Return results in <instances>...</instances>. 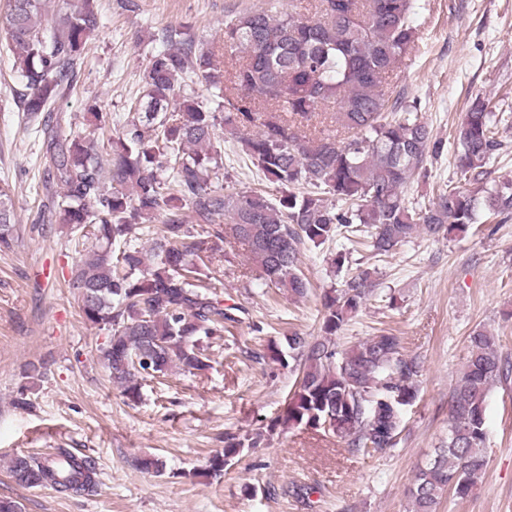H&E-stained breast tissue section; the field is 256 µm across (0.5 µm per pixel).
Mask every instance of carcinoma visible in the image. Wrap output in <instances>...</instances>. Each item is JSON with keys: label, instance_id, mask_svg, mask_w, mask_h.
I'll list each match as a JSON object with an SVG mask.
<instances>
[{"label": "carcinoma", "instance_id": "carcinoma-1", "mask_svg": "<svg viewBox=\"0 0 512 512\" xmlns=\"http://www.w3.org/2000/svg\"><path fill=\"white\" fill-rule=\"evenodd\" d=\"M316 18L297 12L271 15L252 9L224 21L223 49L243 53L231 70L215 50L196 45L178 28H165L137 102L139 116L108 140L112 167L103 179L99 142L81 134L63 137L44 124L45 169L62 185L51 201L59 224L90 226L97 249L72 269L79 301L99 290L87 321L111 336L100 359L112 383L129 400L140 397L145 373L132 357L154 342L150 375L176 367L195 374L209 367L203 338L224 336L232 317L198 277L193 257L220 249L224 239L244 247L261 276L291 296L307 294L298 273L299 245L318 247L337 237L348 244L367 233L379 255L415 234L465 233L477 223L479 205L512 213V182L484 202L445 186L426 204L406 202L403 189L444 144L432 137L417 107L393 96L396 63L415 42V0H316ZM98 28L97 0H79L71 11L51 14L46 0H8L0 29L14 55L24 90L20 105L35 121L67 90L84 63ZM206 87L210 103L180 95L178 79ZM240 137L252 164L275 187L231 194L219 186L224 161L217 130ZM256 129L255 134L241 133ZM453 142L464 181L482 185L486 165L501 148L488 104L473 99ZM15 187L0 183V248L10 246ZM341 202L328 206L321 194ZM162 217L150 251L112 246L128 241L140 225ZM206 224L210 241L195 239L189 223ZM375 282L359 269L324 294L322 335L286 337L299 359L301 379L288 398L284 421L323 427L330 411L350 420L329 429L347 446L382 454L395 445L402 407L418 393L421 362L400 351L389 332L340 348L334 336L362 307ZM496 337L469 336L462 376L449 402L448 447L439 448L416 478L412 512H435L445 490L469 496L487 466L486 399L506 376ZM243 443L231 439L209 460L217 477ZM55 458L17 455L10 473L28 487L88 495L95 489L91 460L60 448Z\"/></svg>", "mask_w": 512, "mask_h": 512}]
</instances>
